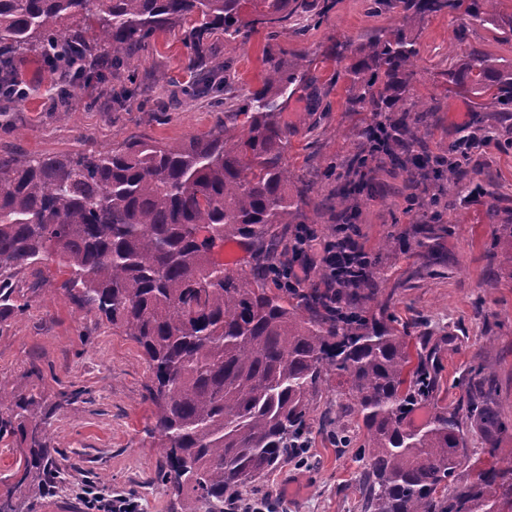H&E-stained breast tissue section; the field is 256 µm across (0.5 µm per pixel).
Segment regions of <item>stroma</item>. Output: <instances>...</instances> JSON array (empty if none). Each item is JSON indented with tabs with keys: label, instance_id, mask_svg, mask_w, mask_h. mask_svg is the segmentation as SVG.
Segmentation results:
<instances>
[{
	"label": "stroma",
	"instance_id": "1",
	"mask_svg": "<svg viewBox=\"0 0 512 512\" xmlns=\"http://www.w3.org/2000/svg\"><path fill=\"white\" fill-rule=\"evenodd\" d=\"M396 21L395 12L368 10L366 0H337L327 22L300 33L283 30L278 42L286 51L307 52L325 84L336 69L326 58L336 41H354ZM182 39L179 29L155 37L135 64V78L122 73L98 84L68 112L58 111L51 93L58 74L37 54L18 56L15 72L26 95L16 106L0 100V154L29 159L109 149L131 137L180 142L207 133L223 119L224 108L208 97L186 96ZM265 43L262 31L245 43L218 36L211 52L233 60L238 87L254 88ZM475 47L512 62V42H502L499 32L445 13L430 17L419 37L413 85L418 97L439 104L418 127L433 152L474 132L492 133L493 143L464 165L467 185H480L483 195L469 202L447 190L440 212L410 210L404 174L388 166L377 169L356 202L355 239L372 254L387 238L402 240L399 258L386 270L387 312L411 346L433 351L440 404L466 400L479 377L508 422L491 453L478 429L468 433L471 464L486 468L512 461V279L502 276L495 262V229L512 224V121L475 111L473 95L448 92L436 77ZM344 96V85H337L330 94L332 109L322 114L318 129L293 138L288 162L295 172H312L326 159L344 163L357 151L360 117L346 111ZM435 222L447 232L440 259L424 270L412 227ZM66 278L53 263L21 271L12 286L24 309L0 320V395L41 400L51 445L64 451L56 460L62 484L33 512H82L78 491L92 479L109 494L134 496L138 512H180L179 498L154 479L162 450L147 399L149 366L120 329L69 303L62 288ZM337 385V377H330L308 418L306 448L288 456L255 490L271 499L274 512H361L360 448L335 440L338 424L354 422Z\"/></svg>",
	"mask_w": 512,
	"mask_h": 512
}]
</instances>
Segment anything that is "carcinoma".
<instances>
[{"mask_svg":"<svg viewBox=\"0 0 512 512\" xmlns=\"http://www.w3.org/2000/svg\"><path fill=\"white\" fill-rule=\"evenodd\" d=\"M495 3L370 0L376 11H395L398 24L328 54L338 64L350 59L336 78L347 80L346 111L368 114L357 131L361 150L342 166L325 160L305 178L288 165L299 128L285 112L298 89H312L311 133L316 113L331 104L307 53L287 59L274 40L287 27L321 25L330 0H0V99L16 98L14 61L23 53L63 71L60 87L89 86L128 69L152 38L188 21L187 92L224 93V120L178 144L128 139L89 153L0 157V318L23 310L9 279L50 261L67 270L72 305L130 336L152 375L148 400L163 448L157 480L182 496L181 512H224V498L276 470L305 434L330 375L365 432L363 512H512V466L466 480L461 473L468 428L500 433L508 425L482 393L438 404L430 355L412 352L408 337L372 311L384 281L379 257H361L358 281L334 292L268 283L288 247L284 226L316 223L317 179H336L341 224L355 223L352 197L375 166L388 164L417 185L428 178L459 186L462 164L448 162L459 150L436 154L415 128L437 111L414 98L418 37L426 17L458 13L512 39V15L501 17ZM261 28L262 84L234 91L223 77L231 63L205 51L218 34L245 43ZM439 75L448 90L479 96L477 109L512 118V64L474 48ZM498 231L499 263L512 279V224ZM445 232L442 224L414 227L421 268L437 259ZM242 240L254 246L253 264L213 260L224 242ZM423 402L430 410L417 426L411 415ZM36 407L0 394V439L18 432L28 445L16 482L0 492V512L41 500L61 453Z\"/></svg>","mask_w":512,"mask_h":512,"instance_id":"carcinoma-1","label":"carcinoma"}]
</instances>
